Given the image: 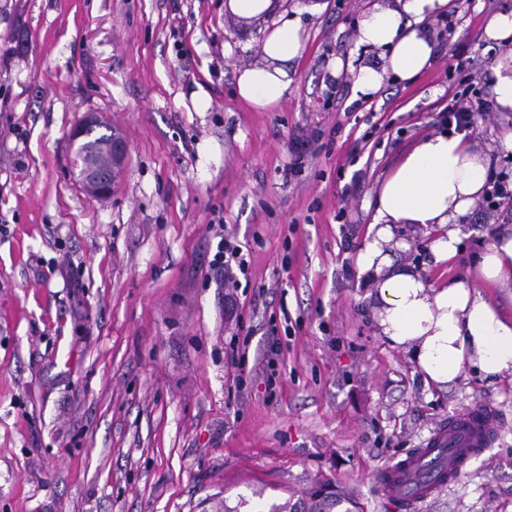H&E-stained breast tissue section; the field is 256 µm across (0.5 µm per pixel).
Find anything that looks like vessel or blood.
Returning a JSON list of instances; mask_svg holds the SVG:
<instances>
[{
  "label": "vessel or blood",
  "instance_id": "1",
  "mask_svg": "<svg viewBox=\"0 0 512 512\" xmlns=\"http://www.w3.org/2000/svg\"><path fill=\"white\" fill-rule=\"evenodd\" d=\"M496 432L494 406L472 403L437 427L424 447L377 471L376 479L387 498L408 512L439 491L463 460L478 456Z\"/></svg>",
  "mask_w": 512,
  "mask_h": 512
}]
</instances>
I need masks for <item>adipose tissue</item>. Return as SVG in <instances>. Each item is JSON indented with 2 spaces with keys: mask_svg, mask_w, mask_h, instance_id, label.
I'll return each instance as SVG.
<instances>
[{
  "mask_svg": "<svg viewBox=\"0 0 512 512\" xmlns=\"http://www.w3.org/2000/svg\"><path fill=\"white\" fill-rule=\"evenodd\" d=\"M447 0H396L368 12L359 26L360 45L380 50L382 67L361 66L357 93L377 91L386 76L408 81L433 61L424 23ZM303 49L300 22L280 19L262 43L265 65L236 79V94L259 109L277 105L291 80L289 61ZM491 161L484 147L463 135L442 132L418 140L380 181L375 197V235L359 258L360 270L375 278L372 304L383 336L411 352L426 381L452 383L464 368L488 376L512 374V317L482 293L481 284L512 297V225L496 228L474 262V279L449 278L432 286L413 266L393 262L385 250L401 225L436 228V261L453 259L459 226L484 194Z\"/></svg>",
  "mask_w": 512,
  "mask_h": 512,
  "instance_id": "ef3b65f1",
  "label": "adipose tissue"
}]
</instances>
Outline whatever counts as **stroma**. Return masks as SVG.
Instances as JSON below:
<instances>
[{"mask_svg": "<svg viewBox=\"0 0 512 512\" xmlns=\"http://www.w3.org/2000/svg\"><path fill=\"white\" fill-rule=\"evenodd\" d=\"M279 0L304 50L274 108L235 94L275 22L225 0H0V512H215L302 496L318 478L362 512H404L373 481L474 401L496 408L486 452L414 512H512V375L427 385L380 336L359 270L377 184L442 130L463 89L491 93L512 0H448L432 66L355 95L362 18L388 0ZM464 69H455L456 59ZM99 113L129 144L105 199L71 174L70 132ZM471 139L512 171L499 133ZM308 143L301 173L292 146ZM512 200L477 201L452 262L397 227L396 262L467 277ZM248 261L212 270L218 230ZM488 38L494 41L510 43L512 41V11L503 10L495 13L485 27Z\"/></svg>", "mask_w": 512, "mask_h": 512, "instance_id": "35a3bbf8", "label": "stroma"}]
</instances>
